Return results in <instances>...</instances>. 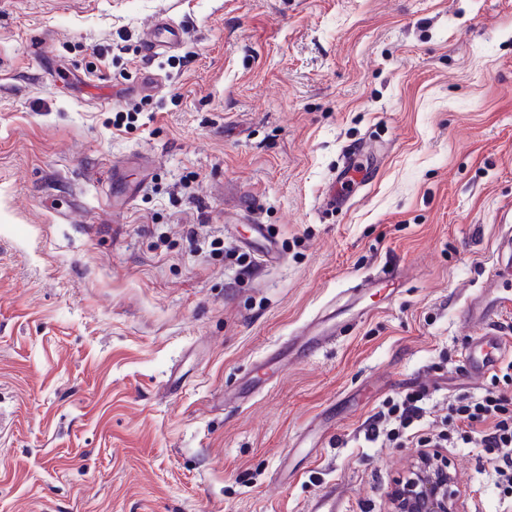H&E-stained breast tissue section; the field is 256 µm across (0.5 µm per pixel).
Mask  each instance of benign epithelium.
Here are the masks:
<instances>
[{"label":"benign epithelium","mask_w":512,"mask_h":512,"mask_svg":"<svg viewBox=\"0 0 512 512\" xmlns=\"http://www.w3.org/2000/svg\"><path fill=\"white\" fill-rule=\"evenodd\" d=\"M419 455L425 457L419 468L397 478L388 491L386 512H463L448 456L439 448H422Z\"/></svg>","instance_id":"benign-epithelium-1"}]
</instances>
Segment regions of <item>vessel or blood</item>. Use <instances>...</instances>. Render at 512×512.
Returning a JSON list of instances; mask_svg holds the SVG:
<instances>
[{
    "instance_id": "b4317fda",
    "label": "vessel or blood",
    "mask_w": 512,
    "mask_h": 512,
    "mask_svg": "<svg viewBox=\"0 0 512 512\" xmlns=\"http://www.w3.org/2000/svg\"><path fill=\"white\" fill-rule=\"evenodd\" d=\"M181 41L180 30L168 20L158 19L149 28L144 39V50L149 56L162 55L177 47ZM402 280L399 273H390L381 277L365 276L360 278L355 291L358 298L373 297L378 293L393 294ZM512 280V273L503 272L499 279L491 280L489 288L479 290L463 305L461 318L465 323L484 327L507 307L512 299L494 295L493 290L500 282ZM356 318L340 319L335 305L316 314L303 324L283 345L271 350L253 369L246 373L239 386L226 393V400L244 402L272 384L289 364L315 356L327 344L335 340L342 331L356 326ZM512 346L496 336H478L467 352L469 374L484 377L501 362Z\"/></svg>"
}]
</instances>
